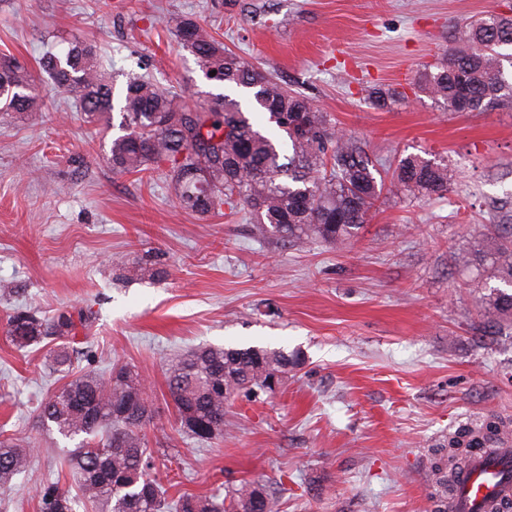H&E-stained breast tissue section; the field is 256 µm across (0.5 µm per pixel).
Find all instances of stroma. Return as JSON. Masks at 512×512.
Wrapping results in <instances>:
<instances>
[{"instance_id":"35a3bbf8","label":"stroma","mask_w":512,"mask_h":512,"mask_svg":"<svg viewBox=\"0 0 512 512\" xmlns=\"http://www.w3.org/2000/svg\"><path fill=\"white\" fill-rule=\"evenodd\" d=\"M512 0H0V56L32 75L48 108L0 113V428L26 434L29 470L0 493V512H39L40 489L70 441L35 409L61 382L56 337L21 349L16 312L83 314L71 346L83 370L113 363L145 377L156 410L146 430L170 495L283 482L281 512H435L432 469L443 436L494 414L512 426V335L475 330L482 290L458 257L480 224H512V103L447 112L419 86L469 22ZM196 16L225 46L310 98L371 158L447 161L443 197L385 184L344 250L252 236L247 214L181 210L163 171L114 174L119 127L88 124L39 70L48 46L77 34L107 71L164 88L193 84L199 102L244 90L207 80L169 29ZM404 93L373 108L375 87ZM165 269L130 279L119 259ZM268 346L303 364L275 393L232 398L230 434L184 433L165 382L191 348Z\"/></svg>"}]
</instances>
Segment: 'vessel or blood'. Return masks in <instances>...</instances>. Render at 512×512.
<instances>
[{
    "label": "vessel or blood",
    "mask_w": 512,
    "mask_h": 512,
    "mask_svg": "<svg viewBox=\"0 0 512 512\" xmlns=\"http://www.w3.org/2000/svg\"><path fill=\"white\" fill-rule=\"evenodd\" d=\"M511 462L512 448L505 446L477 453L458 480L454 512H497L499 506L512 503V478L493 474L494 468H506Z\"/></svg>",
    "instance_id": "obj_1"
}]
</instances>
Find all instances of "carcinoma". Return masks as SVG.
I'll return each mask as SVG.
<instances>
[{
  "mask_svg": "<svg viewBox=\"0 0 512 512\" xmlns=\"http://www.w3.org/2000/svg\"><path fill=\"white\" fill-rule=\"evenodd\" d=\"M177 44L192 53L210 81L250 90L253 109L269 126L242 111L239 101L218 95L204 104L186 99L185 86L167 89L144 76L130 78L120 92L102 64L97 46L76 35L61 52L49 49L39 68L61 93L80 102L89 123L110 124L120 114L123 134L112 139L109 163L119 174H140L158 163L167 165L178 206L205 218L226 207L250 215L259 239L286 245L316 241L338 249L363 227L384 183L361 142L336 129L330 115L307 97L280 83L248 57L215 39L197 20H174ZM512 16L493 9L470 24L467 35L448 48L434 69L419 75L423 89L450 112H480L512 102ZM215 75H210V72ZM404 99L390 87L371 91L370 105L389 109ZM48 108L33 92L32 79L16 60L0 56V112H39ZM393 180L408 192L441 196L448 192V164L414 155L398 160ZM482 280L496 286L478 298L483 332L500 333L512 321V224H489L473 237L460 259ZM8 334L19 347L38 343L51 328L62 337L76 322L61 312L49 320L18 313ZM55 371L69 373L70 345L54 351ZM300 353L249 346H199L168 365L165 381L183 430L207 442L224 436L227 402L241 394L257 397L273 390L301 365ZM36 418L49 430L76 441L57 458L60 473L72 476L77 493L56 483L43 487L39 512H279V498L263 485L241 484L225 490L224 499L181 493L168 500L153 473V455L144 430L153 423L140 374L116 365L106 375L81 373L36 408ZM501 439L496 421L464 428L441 448L485 447ZM31 442L0 437V490L9 489L28 467ZM439 488L436 512L448 500L452 475L448 463L434 466Z\"/></svg>",
  "mask_w": 512,
  "mask_h": 512,
  "instance_id": "obj_1",
  "label": "carcinoma"
}]
</instances>
